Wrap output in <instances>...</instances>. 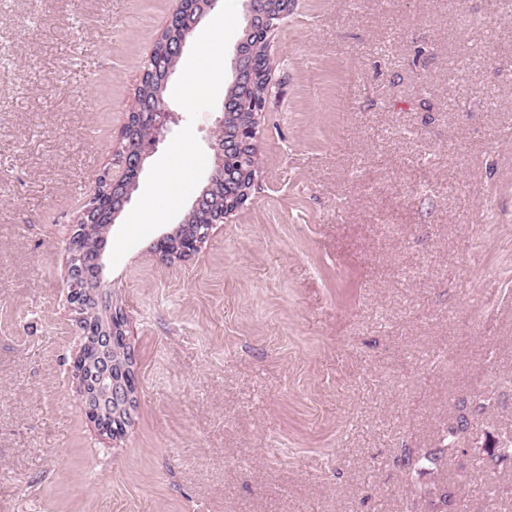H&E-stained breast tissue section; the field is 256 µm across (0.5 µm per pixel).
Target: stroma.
I'll use <instances>...</instances> for the list:
<instances>
[{
  "label": "stroma",
  "instance_id": "stroma-1",
  "mask_svg": "<svg viewBox=\"0 0 512 512\" xmlns=\"http://www.w3.org/2000/svg\"><path fill=\"white\" fill-rule=\"evenodd\" d=\"M174 5L0 0V512H410L435 485L512 512V460L483 450L512 433V0H293L255 188L178 260L158 245L196 196L152 191L215 164L227 84L199 57L232 70L247 5L219 0L103 253L131 424L89 423L68 236ZM462 399L459 452L406 473Z\"/></svg>",
  "mask_w": 512,
  "mask_h": 512
}]
</instances>
